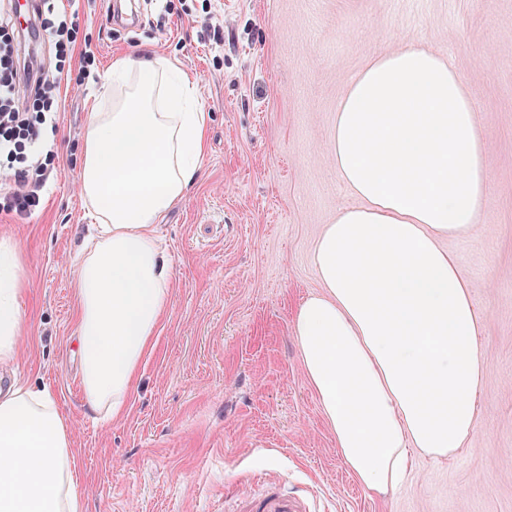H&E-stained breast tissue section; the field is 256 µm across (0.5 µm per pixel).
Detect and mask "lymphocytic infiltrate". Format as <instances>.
I'll return each mask as SVG.
<instances>
[{
    "mask_svg": "<svg viewBox=\"0 0 512 512\" xmlns=\"http://www.w3.org/2000/svg\"><path fill=\"white\" fill-rule=\"evenodd\" d=\"M78 11L59 10L57 0H39L25 28H17L9 13H0V210L23 216L36 208L46 183L40 158L43 131L56 125V81L45 78L38 64V37L49 30L58 39L60 53H68L69 27ZM34 94L32 108L20 110V85Z\"/></svg>",
    "mask_w": 512,
    "mask_h": 512,
    "instance_id": "f902f5d3",
    "label": "lymphocytic infiltrate"
}]
</instances>
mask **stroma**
<instances>
[{
	"instance_id": "obj_1",
	"label": "stroma",
	"mask_w": 512,
	"mask_h": 512,
	"mask_svg": "<svg viewBox=\"0 0 512 512\" xmlns=\"http://www.w3.org/2000/svg\"><path fill=\"white\" fill-rule=\"evenodd\" d=\"M83 0L59 62V117L39 207L0 212L28 289L14 380L46 389L73 428L86 512H229L268 482L310 497L312 512H512V0ZM223 29L210 40L208 25ZM452 60L488 144V203L471 231L443 238L481 313L487 367L466 449L411 456L380 497L345 464L306 382L293 333L319 289L324 225L355 198L330 158L343 93L367 63L409 42ZM164 55L196 77L209 114L200 174L157 236L174 263L172 302L127 408L102 419L82 402L74 285L93 219L78 151L98 71L115 58Z\"/></svg>"
}]
</instances>
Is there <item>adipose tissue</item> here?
Returning <instances> with one entry per match:
<instances>
[{
    "instance_id": "adipose-tissue-1",
    "label": "adipose tissue",
    "mask_w": 512,
    "mask_h": 512,
    "mask_svg": "<svg viewBox=\"0 0 512 512\" xmlns=\"http://www.w3.org/2000/svg\"><path fill=\"white\" fill-rule=\"evenodd\" d=\"M194 86L167 57L128 55L103 71L90 104L79 183L99 233L74 272L77 341L84 401L112 418L171 304L157 228L205 154ZM486 152L454 65L415 44L362 68L336 112L333 164L359 203L315 242L320 289L301 303L294 336L337 448L379 495L402 480L411 449L454 455L475 425L480 316L439 242L484 209ZM25 286L18 252L0 240V369L19 355ZM71 431L49 394L0 390V512H84Z\"/></svg>"
}]
</instances>
